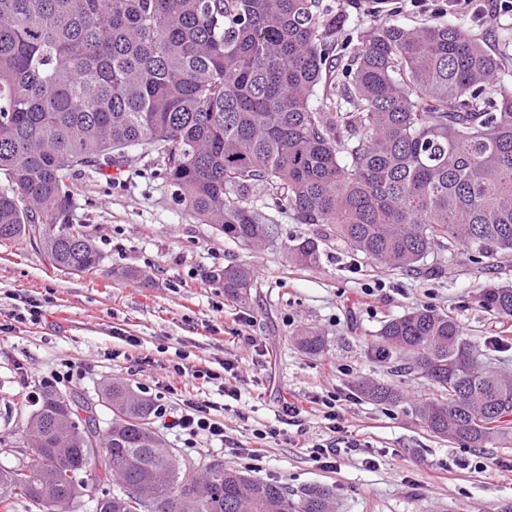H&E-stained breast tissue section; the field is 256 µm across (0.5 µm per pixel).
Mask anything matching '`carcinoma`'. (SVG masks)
I'll return each instance as SVG.
<instances>
[{"label": "carcinoma", "instance_id": "cac0c4a2", "mask_svg": "<svg viewBox=\"0 0 512 512\" xmlns=\"http://www.w3.org/2000/svg\"><path fill=\"white\" fill-rule=\"evenodd\" d=\"M347 22L323 0H0V242L23 238L57 271L97 274L94 240L66 222L70 184L143 147L176 205L296 266L319 267L328 237L416 278L444 276L450 258L511 265L503 57L445 21L380 22L346 55ZM272 211L318 230L290 244ZM209 281L239 303L257 287L245 265ZM477 303L512 321L511 285L485 286ZM295 343L309 356L327 346L311 328ZM369 351L425 379L413 415L435 436L471 448L512 439V375L485 365L453 316L422 305L392 317ZM354 389L401 401L372 379ZM100 398L104 428L84 393L43 390L31 453L0 466V504L55 512L44 483L74 505L88 483L114 481L112 512H336L326 485L296 493L235 468L186 467L129 384L107 382Z\"/></svg>", "mask_w": 512, "mask_h": 512}]
</instances>
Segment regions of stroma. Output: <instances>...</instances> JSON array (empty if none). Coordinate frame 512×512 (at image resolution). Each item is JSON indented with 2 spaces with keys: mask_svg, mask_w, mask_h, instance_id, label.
Wrapping results in <instances>:
<instances>
[{
  "mask_svg": "<svg viewBox=\"0 0 512 512\" xmlns=\"http://www.w3.org/2000/svg\"><path fill=\"white\" fill-rule=\"evenodd\" d=\"M343 5L353 38L390 16L389 0H330ZM397 23L419 25L444 17L464 24L487 49L507 53L512 68V0H473L469 8L449 0H401ZM148 150H132L122 171L106 178L82 170L69 221L85 225L102 256L97 275L53 270L22 240L0 243V439L19 447L34 409L26 401L43 375L72 363L83 366L72 389L93 395L99 382L118 380L144 391L147 373L107 351L122 337H137L143 352L173 358L184 350L195 364L221 370L238 362V386L244 416L224 414L225 442L200 441L187 447L180 436L153 422L166 447L181 458H216L251 477L276 480L298 491L319 483L336 493L338 512H499L512 505V481L499 478L495 466L512 463V443L469 448L434 437L411 415L410 400L427 387L415 374L395 375L389 365L370 358L367 337L382 322L421 305L452 314L477 345L504 338L506 346L489 350L498 370L512 374V327L484 311L474 297L486 284L511 282L512 267L477 271L449 264L444 277L416 279L390 271L326 239L321 264L301 269L283 251H255L233 243L210 225L199 223L170 199L165 182L152 167ZM229 264L254 269L258 287L249 304L227 299L211 284L212 270ZM47 300L40 324L9 323L24 298ZM303 327L322 330L324 354L299 351L293 337ZM255 336L256 351L234 340L237 330ZM369 377L397 386L407 403L397 407L362 399L355 380ZM345 396V429L356 433L377 465L362 466L353 452L340 457L335 470L319 468L290 438L304 430L307 440L329 443L314 397ZM307 401L300 426H284L283 438L257 445L255 430L276 424L281 396ZM260 447L259 459L246 451Z\"/></svg>",
  "mask_w": 512,
  "mask_h": 512,
  "instance_id": "obj_1",
  "label": "stroma"
}]
</instances>
